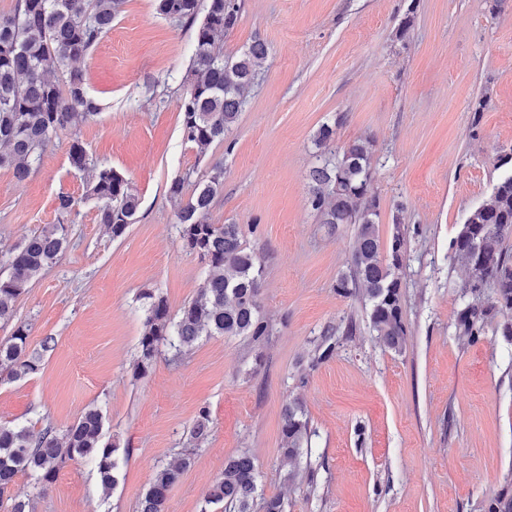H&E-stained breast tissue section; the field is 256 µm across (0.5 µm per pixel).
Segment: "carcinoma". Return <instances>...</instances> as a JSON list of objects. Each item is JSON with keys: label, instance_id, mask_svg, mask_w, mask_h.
I'll list each match as a JSON object with an SVG mask.
<instances>
[{"label": "carcinoma", "instance_id": "cac0c4a2", "mask_svg": "<svg viewBox=\"0 0 512 512\" xmlns=\"http://www.w3.org/2000/svg\"><path fill=\"white\" fill-rule=\"evenodd\" d=\"M124 0H17L12 13L0 15V169L25 180L42 161L58 132L74 120L94 119L98 101L89 94L82 69L76 62L112 28ZM159 14L179 23L204 18L195 31L191 64L180 112L183 139L200 151L234 126L255 84L258 61L267 54L261 41L240 56L224 58L217 38L238 24V0H156ZM373 140L367 136L348 144L339 155L325 156L311 169L309 203L322 224L358 225L349 270L336 279L342 296L360 294L369 302V325L387 348L401 351L407 330L403 318L401 269L404 235L396 232L390 247L381 243L377 226V201L369 194V166ZM70 165L90 173L87 195L99 203L98 218L114 238L122 237L135 223L140 198L129 181L110 166L89 157L75 140L68 151ZM187 179L172 180L167 196L175 209L184 247L205 262L204 283L185 305L178 319L171 318L165 298L151 292L146 300V319L139 339L140 356L134 374L144 376L159 347L181 353L200 336H240L258 346L270 335L259 302L263 260L243 241L239 224H212L208 215L224 182V163L215 162L199 178L191 194ZM512 237V172L503 175L491 194L469 214L452 241L455 257L467 275L462 297L468 298L456 318L458 335L474 343L494 332L512 336V254L504 242ZM68 244V229L54 224L25 238L0 276V321L16 315L20 295L44 271L56 263ZM494 297H485V290ZM29 328L21 323L10 338L0 342V367L12 379L36 373L45 354L57 340L46 336L40 349L28 345ZM336 329L326 330L317 346L314 362L333 355ZM211 432L207 408L199 410L190 431V442H204ZM281 454L291 465L288 479L299 477L298 460L309 440L304 405L294 399L282 416ZM120 448L104 440L100 411L89 407L63 434L45 426L39 430L0 424V508L3 512H32L30 501L5 496L16 476L25 472L40 489L55 480L65 460H88L95 466L103 488L115 485ZM191 464V453L178 454L158 469L139 501L138 512H167V491ZM258 472L254 459L243 452L224 462V472L209 487L200 512L224 505L228 512H254Z\"/></svg>", "mask_w": 512, "mask_h": 512}]
</instances>
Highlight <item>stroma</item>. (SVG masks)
Here are the masks:
<instances>
[{
	"instance_id": "35a3bbf8",
	"label": "stroma",
	"mask_w": 512,
	"mask_h": 512,
	"mask_svg": "<svg viewBox=\"0 0 512 512\" xmlns=\"http://www.w3.org/2000/svg\"><path fill=\"white\" fill-rule=\"evenodd\" d=\"M240 22L222 38L235 57L254 41L268 54L235 126L199 153L179 122L195 29L159 15L154 0H126L111 30L78 63L100 115L59 132L25 181L0 170V270L12 249L66 224L68 246L19 298L14 321L29 343L58 344L39 371H0V424L64 431L87 407L106 440L129 449L104 490L92 463L67 462L46 492L29 475L11 495L33 512H137L156 469L192 450L171 486L168 512H200L225 460L249 452L258 494L286 512H486L512 496V340L470 344L455 320L466 278L451 242L491 193L512 154V0H238ZM413 25L399 29L405 18ZM329 151L374 140L370 190L383 244L405 237L402 352L383 346L362 296L334 285L348 268L356 227L320 223L309 205L314 143ZM80 141L95 162L121 172L140 197L138 220L112 238L86 196L87 176L68 161ZM224 163L209 214L238 224L264 262L260 296L272 334L261 346L204 336L181 357L161 346L145 377L134 374L146 312L163 296L171 317L197 294L204 264L180 238L167 196L178 177ZM71 196L70 212L58 209ZM354 324L336 353L313 357L330 325ZM305 405L311 450L287 479L282 413ZM212 429L198 448L189 432L200 408Z\"/></svg>"
}]
</instances>
